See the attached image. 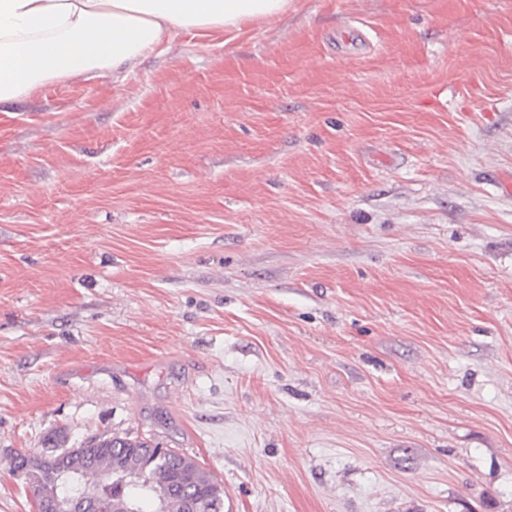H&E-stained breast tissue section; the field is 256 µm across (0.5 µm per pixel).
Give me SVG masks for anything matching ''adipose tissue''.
<instances>
[{
    "instance_id": "adipose-tissue-1",
    "label": "adipose tissue",
    "mask_w": 512,
    "mask_h": 512,
    "mask_svg": "<svg viewBox=\"0 0 512 512\" xmlns=\"http://www.w3.org/2000/svg\"><path fill=\"white\" fill-rule=\"evenodd\" d=\"M291 0H0V105L77 76H120L184 32L238 34Z\"/></svg>"
}]
</instances>
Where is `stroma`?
<instances>
[{"mask_svg":"<svg viewBox=\"0 0 512 512\" xmlns=\"http://www.w3.org/2000/svg\"><path fill=\"white\" fill-rule=\"evenodd\" d=\"M512 0H294L0 112V512L48 436L232 512H512Z\"/></svg>","mask_w":512,"mask_h":512,"instance_id":"stroma-1","label":"stroma"}]
</instances>
